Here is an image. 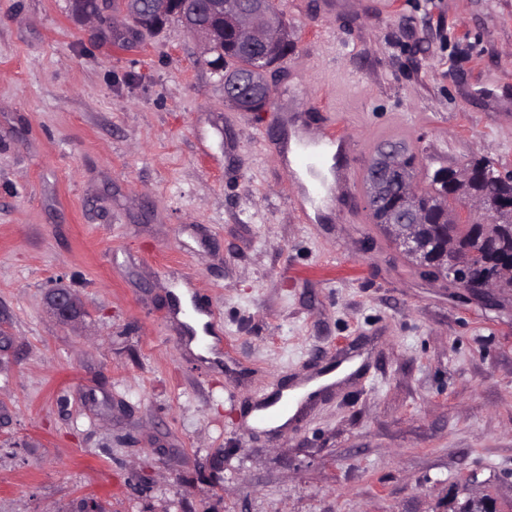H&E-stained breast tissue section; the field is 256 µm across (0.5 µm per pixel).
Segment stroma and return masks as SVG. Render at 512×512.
Segmentation results:
<instances>
[{
  "instance_id": "1",
  "label": "stroma",
  "mask_w": 512,
  "mask_h": 512,
  "mask_svg": "<svg viewBox=\"0 0 512 512\" xmlns=\"http://www.w3.org/2000/svg\"><path fill=\"white\" fill-rule=\"evenodd\" d=\"M282 8L296 48L240 112L179 22L121 48L71 0H0V512H512V293L421 276L363 197L302 222L277 149L333 119L339 165L398 133L422 168L512 172V0ZM185 286L218 359L171 317ZM347 351L301 420L249 421ZM48 304L56 317L66 325L78 324L83 317L80 302L68 289H54L48 296Z\"/></svg>"
}]
</instances>
